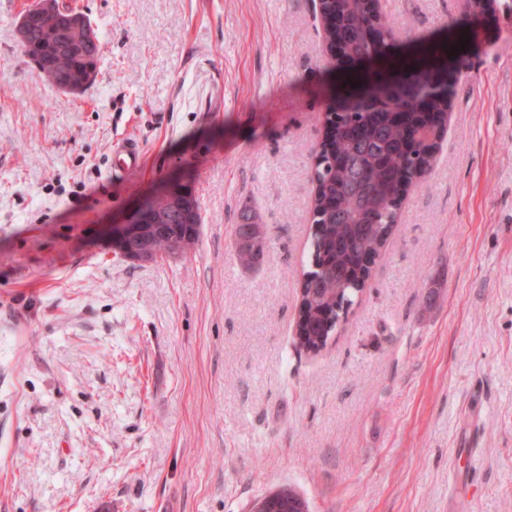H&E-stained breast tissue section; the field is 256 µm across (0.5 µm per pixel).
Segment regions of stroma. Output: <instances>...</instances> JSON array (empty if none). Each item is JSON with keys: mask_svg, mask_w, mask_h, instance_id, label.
<instances>
[{"mask_svg": "<svg viewBox=\"0 0 512 512\" xmlns=\"http://www.w3.org/2000/svg\"><path fill=\"white\" fill-rule=\"evenodd\" d=\"M36 2L0 0V512H252L288 486L309 512H512V0H379L395 54L469 40L433 169L316 356L297 299L343 72L314 0H58L103 44L80 94L21 51ZM128 137L145 162L109 178ZM179 177L196 247L122 257L110 226Z\"/></svg>", "mask_w": 512, "mask_h": 512, "instance_id": "obj_1", "label": "stroma"}]
</instances>
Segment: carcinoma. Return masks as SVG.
<instances>
[{
	"instance_id": "1",
	"label": "carcinoma",
	"mask_w": 512,
	"mask_h": 512,
	"mask_svg": "<svg viewBox=\"0 0 512 512\" xmlns=\"http://www.w3.org/2000/svg\"><path fill=\"white\" fill-rule=\"evenodd\" d=\"M326 8L336 13L340 28L356 52L371 55L381 50L367 39L370 11L366 0H331ZM59 3L54 12L30 18L19 31L25 56L35 63L45 79L60 87L82 77L92 85L102 55L99 36L90 39L84 31L61 28ZM448 73V48L433 44L424 48L413 67L395 58L386 72H374L359 86L345 85L342 103L349 112L340 117L335 132L325 136L323 151L312 175L313 233L312 263L302 282L296 322L298 346L311 354L327 347L362 291L376 260L393 232L403 201L404 187L432 167L433 156L415 146L412 130L420 121L412 107L392 117L385 108L365 109L361 97L377 95L405 83L429 84L431 78ZM432 119L440 128L448 122V99L429 103ZM192 230L181 215L168 213L156 230V249ZM270 512H300L307 506L294 489L272 493Z\"/></svg>"
}]
</instances>
